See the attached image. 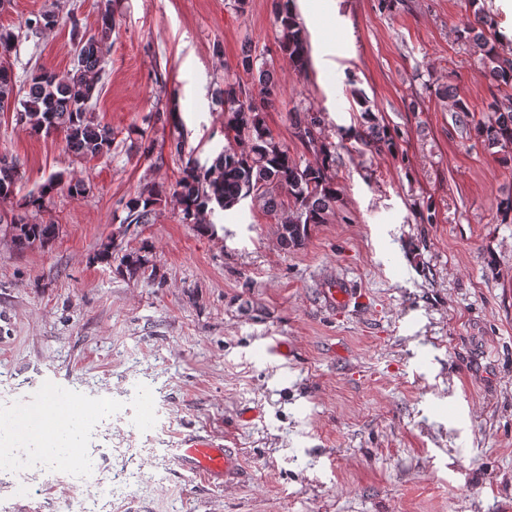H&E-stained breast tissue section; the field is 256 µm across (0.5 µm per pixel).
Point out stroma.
<instances>
[{"label": "stroma", "instance_id": "stroma-1", "mask_svg": "<svg viewBox=\"0 0 512 512\" xmlns=\"http://www.w3.org/2000/svg\"><path fill=\"white\" fill-rule=\"evenodd\" d=\"M275 0H113L115 26L96 103L110 153L77 160L0 112V155L22 179L0 214L55 173L56 235L21 248L0 223V413L67 388L95 401L68 478L49 458L0 468V512H67L85 467L90 512H512V161L456 125L512 94L459 32L478 10L512 40V0H308L292 7L309 64L279 48ZM281 85L263 113L300 163L315 152L292 109L321 119L340 200L299 249H283L261 203L181 220L172 195L188 158L226 146L224 79L244 51ZM71 27L20 38L18 78L74 65ZM451 97H444V90ZM362 91L397 154L349 132ZM184 143L183 154L171 150ZM167 191L154 223L125 225L123 201ZM115 242L112 261L95 262ZM141 255L138 275L117 260ZM351 288L331 308L327 288ZM287 356L267 353L277 342ZM238 449L237 478L214 484L170 454L186 434Z\"/></svg>", "mask_w": 512, "mask_h": 512}]
</instances>
